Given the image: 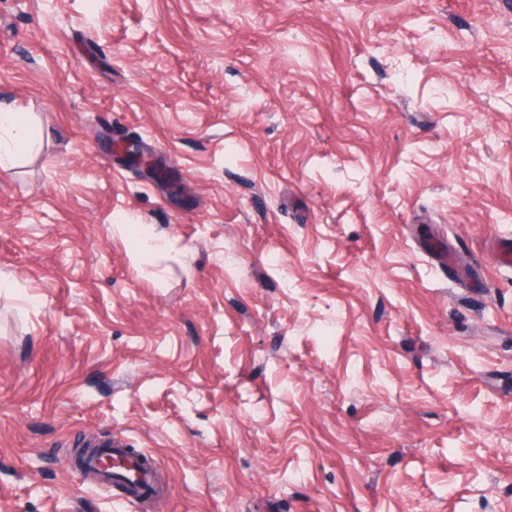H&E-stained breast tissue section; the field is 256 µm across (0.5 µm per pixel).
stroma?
Segmentation results:
<instances>
[{
	"mask_svg": "<svg viewBox=\"0 0 512 512\" xmlns=\"http://www.w3.org/2000/svg\"><path fill=\"white\" fill-rule=\"evenodd\" d=\"M0 103V512H512V0H0ZM31 141L32 130L28 118L11 108L0 106V172L14 169Z\"/></svg>",
	"mask_w": 512,
	"mask_h": 512,
	"instance_id": "1",
	"label": "stroma"
}]
</instances>
